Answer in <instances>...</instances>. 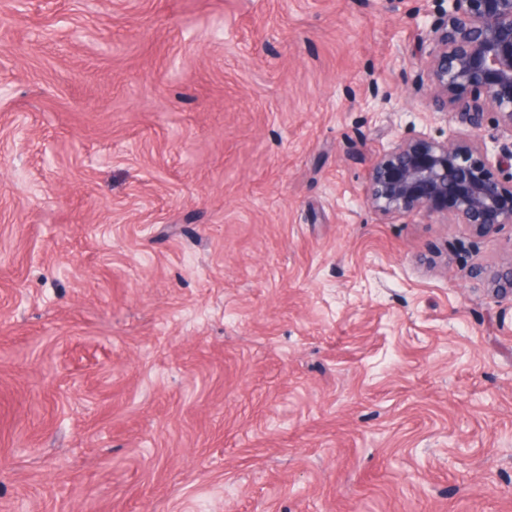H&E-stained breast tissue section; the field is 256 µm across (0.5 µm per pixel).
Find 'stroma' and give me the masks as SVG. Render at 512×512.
Segmentation results:
<instances>
[{
	"label": "stroma",
	"mask_w": 512,
	"mask_h": 512,
	"mask_svg": "<svg viewBox=\"0 0 512 512\" xmlns=\"http://www.w3.org/2000/svg\"><path fill=\"white\" fill-rule=\"evenodd\" d=\"M438 0H0V512H512V224L383 218Z\"/></svg>",
	"instance_id": "stroma-1"
}]
</instances>
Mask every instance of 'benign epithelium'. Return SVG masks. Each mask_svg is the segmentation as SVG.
<instances>
[{
  "label": "benign epithelium",
  "mask_w": 512,
  "mask_h": 512,
  "mask_svg": "<svg viewBox=\"0 0 512 512\" xmlns=\"http://www.w3.org/2000/svg\"><path fill=\"white\" fill-rule=\"evenodd\" d=\"M436 49L418 78L438 110L470 133L494 112L512 127V0H448L434 28ZM366 198L384 217L445 206L458 224L490 234L512 224V143L490 161L466 139L402 138L369 168ZM489 280L512 294V265Z\"/></svg>",
  "instance_id": "benign-epithelium-1"
}]
</instances>
